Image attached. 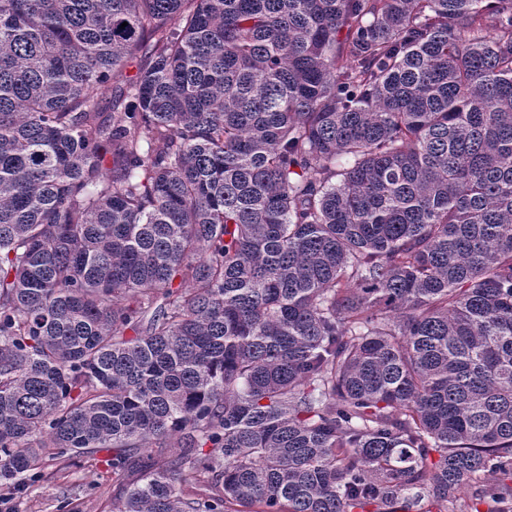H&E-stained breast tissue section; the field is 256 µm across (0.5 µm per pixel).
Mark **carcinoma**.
<instances>
[{
	"label": "carcinoma",
	"instance_id": "carcinoma-1",
	"mask_svg": "<svg viewBox=\"0 0 512 512\" xmlns=\"http://www.w3.org/2000/svg\"><path fill=\"white\" fill-rule=\"evenodd\" d=\"M100 453L512 512V0H0V482Z\"/></svg>",
	"mask_w": 512,
	"mask_h": 512
}]
</instances>
